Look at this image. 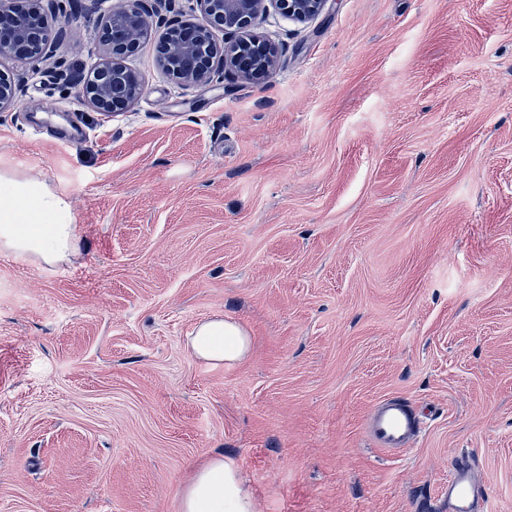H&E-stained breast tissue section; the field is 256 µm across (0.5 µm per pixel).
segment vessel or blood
<instances>
[{
  "label": "vessel or blood",
  "mask_w": 512,
  "mask_h": 512,
  "mask_svg": "<svg viewBox=\"0 0 512 512\" xmlns=\"http://www.w3.org/2000/svg\"><path fill=\"white\" fill-rule=\"evenodd\" d=\"M424 428L422 411L399 399L377 402L368 416V436L380 449L402 452ZM448 512H488L468 459L459 458L448 475Z\"/></svg>",
  "instance_id": "b4317fda"
}]
</instances>
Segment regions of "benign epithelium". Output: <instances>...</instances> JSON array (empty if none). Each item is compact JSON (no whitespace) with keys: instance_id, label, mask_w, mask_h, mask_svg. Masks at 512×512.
I'll list each match as a JSON object with an SVG mask.
<instances>
[{"instance_id":"benign-epithelium-1","label":"benign epithelium","mask_w":512,"mask_h":512,"mask_svg":"<svg viewBox=\"0 0 512 512\" xmlns=\"http://www.w3.org/2000/svg\"><path fill=\"white\" fill-rule=\"evenodd\" d=\"M69 0H0V59L10 56L40 63L53 55L59 30L55 23L66 13ZM200 21L190 27L173 26L161 42L158 63L173 80L204 87L216 76L214 57L242 77L270 80L279 68L278 49L255 33L257 21L269 7L281 15L307 22L319 16L329 0H194ZM175 0H109L104 14L101 62L92 78L81 85L79 97L104 116L129 108L141 95L142 84L124 65V58L164 21L163 5ZM224 31V47L217 50L212 30ZM20 85L0 75V112L18 101Z\"/></svg>"}]
</instances>
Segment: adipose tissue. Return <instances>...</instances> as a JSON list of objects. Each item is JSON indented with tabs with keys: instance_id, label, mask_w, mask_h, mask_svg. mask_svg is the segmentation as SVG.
Listing matches in <instances>:
<instances>
[{
	"instance_id": "obj_1",
	"label": "adipose tissue",
	"mask_w": 512,
	"mask_h": 512,
	"mask_svg": "<svg viewBox=\"0 0 512 512\" xmlns=\"http://www.w3.org/2000/svg\"><path fill=\"white\" fill-rule=\"evenodd\" d=\"M77 226L66 196L38 178L0 172V251L44 263L64 260L77 248ZM188 344L212 364L243 359L249 338L238 323L215 319L197 327ZM180 512H256L235 467L220 457L198 465L181 492Z\"/></svg>"
}]
</instances>
